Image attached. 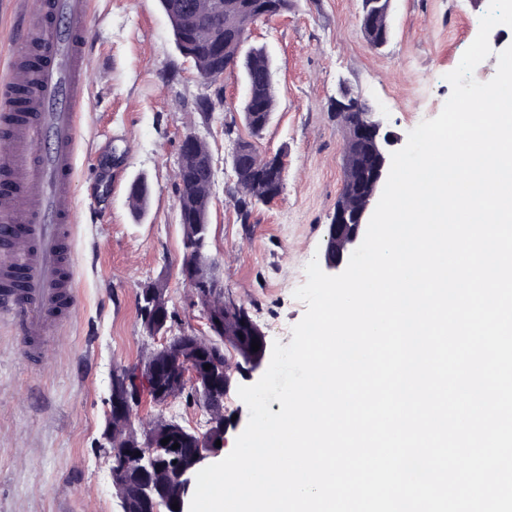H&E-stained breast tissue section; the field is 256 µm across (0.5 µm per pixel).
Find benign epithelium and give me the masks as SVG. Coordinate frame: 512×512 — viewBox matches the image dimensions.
<instances>
[{"label":"benign epithelium","instance_id":"7a95c632","mask_svg":"<svg viewBox=\"0 0 512 512\" xmlns=\"http://www.w3.org/2000/svg\"><path fill=\"white\" fill-rule=\"evenodd\" d=\"M351 127L356 142L352 151L355 155L351 169L353 179L344 187L343 200L336 203L331 218L332 243L326 251V264L331 269L341 265L344 256L352 253L365 236L367 215L380 185L386 179L388 147L392 145L391 136L383 132L380 113L373 106L369 111L360 113L351 122ZM211 274L209 266L194 260L183 261L178 270L180 279L191 288L192 305L199 308L204 326L199 335L194 332L183 336L168 335L171 311L167 289L151 286L139 292L144 329L153 342L148 356L163 354L175 370V379L164 387L160 386L155 377V364L150 360L137 364L134 374L128 379L119 370L113 372L99 443L108 449L113 461L112 487L121 504L128 497L126 474L136 471L148 475L143 495L152 499L155 505L164 506L166 512H188V498L196 474L206 460L218 455L222 446L227 444L224 420L214 416L207 432L198 435V443L187 454L181 455L171 444H161V440L171 433L167 421H148L142 415L145 402L163 406L185 393L199 396V392L207 390L211 378L217 374L222 375L224 391H229L232 386L234 372L224 363L215 362L208 370L201 368L203 348L211 346L217 339L228 346L238 344L237 337L230 332L246 323L242 308L234 302L228 303L225 311L211 307L210 299L217 292L224 291L223 279H218L219 289L196 287ZM251 336L259 344L256 352L247 347L248 370L253 372L262 365L266 342L257 327L252 328ZM218 440L221 441L219 447L215 446ZM174 503L179 509H172Z\"/></svg>","mask_w":512,"mask_h":512}]
</instances>
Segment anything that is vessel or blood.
Segmentation results:
<instances>
[{
  "instance_id": "1",
  "label": "vessel or blood",
  "mask_w": 512,
  "mask_h": 512,
  "mask_svg": "<svg viewBox=\"0 0 512 512\" xmlns=\"http://www.w3.org/2000/svg\"><path fill=\"white\" fill-rule=\"evenodd\" d=\"M96 26L90 0H27L0 76V319L33 365L76 317L72 180ZM33 81L37 92L17 102Z\"/></svg>"
}]
</instances>
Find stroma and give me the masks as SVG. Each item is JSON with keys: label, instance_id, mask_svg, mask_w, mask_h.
<instances>
[{"label": "stroma", "instance_id": "35a3bbf8", "mask_svg": "<svg viewBox=\"0 0 512 512\" xmlns=\"http://www.w3.org/2000/svg\"><path fill=\"white\" fill-rule=\"evenodd\" d=\"M98 24L89 45L76 151L73 254L77 316L60 329L43 363L24 362L16 332L0 320V512H120L111 463L98 439L113 366L148 351L137 293L161 280L175 312L172 334L197 326L183 260L176 172L183 135L213 158L209 252L224 294L248 308L266 344H289L306 306L294 291L311 259L325 261L331 216L344 179L345 130L331 105L349 83L377 106L393 150L451 93L447 73L476 38L489 0H391V38L371 48L361 0H293L288 15L253 26L249 42L276 70L277 110L258 152L287 155L280 197L241 224L230 195L233 115L210 112L211 96L177 50L158 0H92ZM150 195L132 213L128 189ZM150 416L205 431L199 401L181 396Z\"/></svg>", "mask_w": 512, "mask_h": 512}]
</instances>
